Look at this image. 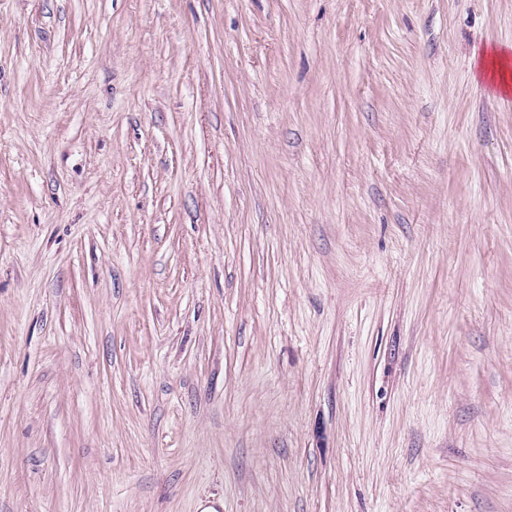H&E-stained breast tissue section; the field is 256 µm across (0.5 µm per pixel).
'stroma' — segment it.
<instances>
[{"label":"stroma","mask_w":512,"mask_h":512,"mask_svg":"<svg viewBox=\"0 0 512 512\" xmlns=\"http://www.w3.org/2000/svg\"><path fill=\"white\" fill-rule=\"evenodd\" d=\"M512 0H0V512H512ZM511 62V55L506 50H494L480 65L482 76L487 77L490 74L493 86L503 94H509L512 90Z\"/></svg>","instance_id":"35a3bbf8"}]
</instances>
